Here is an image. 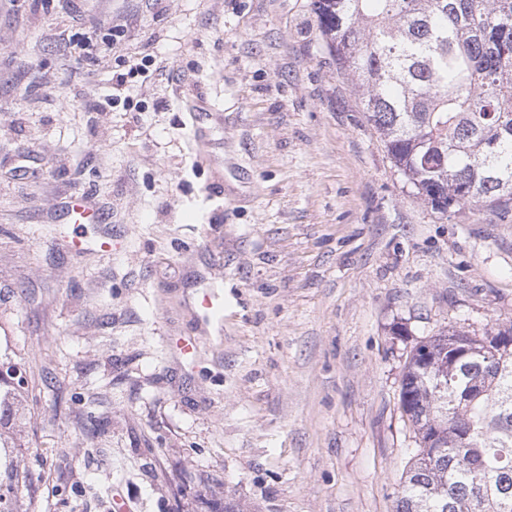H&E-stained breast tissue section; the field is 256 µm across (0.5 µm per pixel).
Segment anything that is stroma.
<instances>
[{"label": "stroma", "mask_w": 512, "mask_h": 512, "mask_svg": "<svg viewBox=\"0 0 512 512\" xmlns=\"http://www.w3.org/2000/svg\"><path fill=\"white\" fill-rule=\"evenodd\" d=\"M508 320L512 206L416 197L312 0H0V357L30 377L0 439L34 512H395L408 357ZM70 213L72 215L73 231L72 243L81 247L84 241V225L89 224L96 220L95 214L88 208L85 198L78 195L73 198L70 206Z\"/></svg>", "instance_id": "stroma-1"}]
</instances>
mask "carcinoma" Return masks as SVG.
<instances>
[{"label":"carcinoma","mask_w":512,"mask_h":512,"mask_svg":"<svg viewBox=\"0 0 512 512\" xmlns=\"http://www.w3.org/2000/svg\"><path fill=\"white\" fill-rule=\"evenodd\" d=\"M336 65L417 197L512 204V0H312ZM512 321L450 328L412 352L400 396L419 440L396 512H512ZM24 377L0 363V426ZM0 441V512L25 507Z\"/></svg>","instance_id":"obj_1"}]
</instances>
